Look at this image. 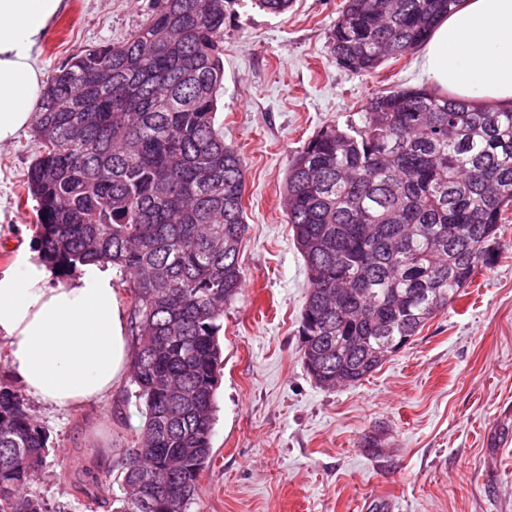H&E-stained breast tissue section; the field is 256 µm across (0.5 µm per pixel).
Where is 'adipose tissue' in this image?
I'll list each match as a JSON object with an SVG mask.
<instances>
[{
	"instance_id": "1",
	"label": "adipose tissue",
	"mask_w": 512,
	"mask_h": 512,
	"mask_svg": "<svg viewBox=\"0 0 512 512\" xmlns=\"http://www.w3.org/2000/svg\"><path fill=\"white\" fill-rule=\"evenodd\" d=\"M65 0H0V144L29 128L44 76L33 55ZM427 81L489 105L512 102V0H465L433 31L422 58ZM0 331L25 390L60 409L100 399L126 378V315L110 267L81 266L49 285L28 256L22 272L0 276Z\"/></svg>"
}]
</instances>
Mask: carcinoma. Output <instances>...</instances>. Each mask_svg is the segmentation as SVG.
<instances>
[{
  "mask_svg": "<svg viewBox=\"0 0 512 512\" xmlns=\"http://www.w3.org/2000/svg\"><path fill=\"white\" fill-rule=\"evenodd\" d=\"M231 0H153L125 40L47 78L24 187L52 273L109 263L130 294L131 384L145 422L112 512H189L212 458L224 305L239 294L245 160L224 142ZM462 0H346L336 64L374 73L425 45ZM285 210L308 270L307 374L353 385L497 261L512 210V106L424 86L371 98L360 126L321 128L288 169ZM48 436L0 385V512H49L30 490Z\"/></svg>",
  "mask_w": 512,
  "mask_h": 512,
  "instance_id": "1",
  "label": "carcinoma"
}]
</instances>
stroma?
Returning a JSON list of instances; mask_svg holds the SVG:
<instances>
[{
    "label": "stroma",
    "mask_w": 512,
    "mask_h": 512,
    "mask_svg": "<svg viewBox=\"0 0 512 512\" xmlns=\"http://www.w3.org/2000/svg\"><path fill=\"white\" fill-rule=\"evenodd\" d=\"M35 51L51 73L84 47L118 43L152 0H65ZM343 0H293L282 15L232 0L224 22V139L244 156L245 281L224 309L212 463L191 512H512V220L501 257L368 379L325 389L306 373L297 333L308 291L284 208L288 167L322 126L357 122L376 94L421 86L422 51L376 73L337 66L328 34ZM31 132L0 145V275L33 252L24 174ZM134 387L102 402L29 405L48 452L31 484L52 512H87L83 491L110 473L144 424ZM382 437L366 453L363 435Z\"/></svg>",
    "instance_id": "1"
}]
</instances>
